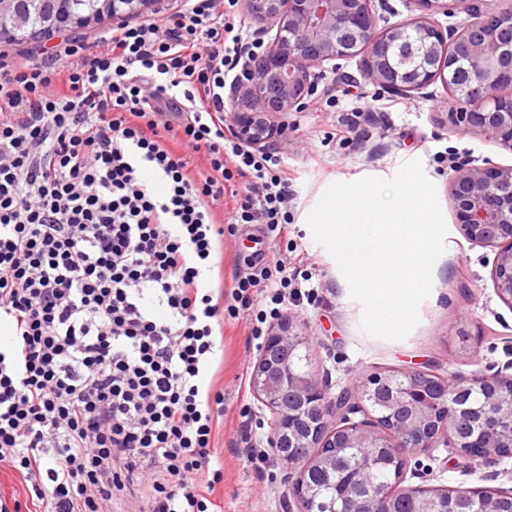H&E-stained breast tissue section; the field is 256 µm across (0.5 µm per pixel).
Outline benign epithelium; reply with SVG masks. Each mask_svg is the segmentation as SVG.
<instances>
[{
	"mask_svg": "<svg viewBox=\"0 0 512 512\" xmlns=\"http://www.w3.org/2000/svg\"><path fill=\"white\" fill-rule=\"evenodd\" d=\"M154 0H112V19L140 15ZM376 0H245V9L275 31L263 52L245 64L246 77L229 90L234 136L256 151L283 138L277 117L305 107L317 88L324 63L361 56L360 72L370 84L395 95L419 93L439 82L457 104L445 123L480 135L512 151V8L481 9V0L464 7L467 20L444 29L427 16L382 27ZM423 8L454 13L462 0H419ZM456 223L471 242L495 251L491 279L499 300L512 310V166H477L463 161L450 178ZM403 392L389 391L379 404L383 424L355 421L368 404L361 389L336 397L312 370L308 339L291 318L268 332L253 373L254 393L274 416L269 439L281 465L298 472L285 492L299 512H311L305 480L315 468L336 486L344 449L363 452L356 471L376 465L367 448L385 449L392 481L380 492L385 512L405 494L410 512H432L446 489L399 487L409 451L441 445L474 460L512 458V361L493 374L440 378L420 370H401ZM479 389L482 400L467 397ZM480 512H499L497 498L509 491H478Z\"/></svg>",
	"mask_w": 512,
	"mask_h": 512,
	"instance_id": "benign-epithelium-1",
	"label": "benign epithelium"
}]
</instances>
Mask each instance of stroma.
I'll list each match as a JSON object with an SVG mask.
<instances>
[{
    "label": "stroma",
    "instance_id": "obj_1",
    "mask_svg": "<svg viewBox=\"0 0 512 512\" xmlns=\"http://www.w3.org/2000/svg\"><path fill=\"white\" fill-rule=\"evenodd\" d=\"M453 106L441 84L409 96L384 92L364 81L360 60L325 64L324 76L307 108L282 116L286 142L274 148L294 169L295 200L289 205L287 240L271 242L261 224H240L224 235V276L247 275L262 247H276L287 267H299L301 293H289L288 314L311 342L312 367L330 396L360 385L369 375L400 369L447 378L490 374L512 360V310L495 296L490 270L494 254L469 243L449 201L451 168L464 160L512 166V152L478 135H462L444 122ZM364 118L356 131L345 123L355 108ZM421 160L435 185L448 234L433 268L430 295L419 307L418 325L402 341L378 339L361 328L362 304L353 299L337 265L316 243L307 217L333 183L366 176L392 178L404 161ZM253 312L225 319L217 337L208 379L224 392V427L215 453L224 461V482L214 512H284L289 473L270 463L258 472L239 450L264 448L273 415L252 389V373L264 332ZM405 485L440 489L512 487V459L476 461L438 447L407 458Z\"/></svg>",
    "mask_w": 512,
    "mask_h": 512
}]
</instances>
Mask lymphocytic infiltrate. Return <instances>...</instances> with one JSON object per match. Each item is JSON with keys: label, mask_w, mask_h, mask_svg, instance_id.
Returning a JSON list of instances; mask_svg holds the SVG:
<instances>
[{"label": "lymphocytic infiltrate", "mask_w": 512, "mask_h": 512, "mask_svg": "<svg viewBox=\"0 0 512 512\" xmlns=\"http://www.w3.org/2000/svg\"><path fill=\"white\" fill-rule=\"evenodd\" d=\"M238 3L179 0L99 49L0 62V467L37 512H111L146 482L148 512H208L224 481L215 338L286 266L228 290L201 276L225 224L287 237L294 183L224 132L226 81L260 50Z\"/></svg>", "instance_id": "obj_1"}]
</instances>
